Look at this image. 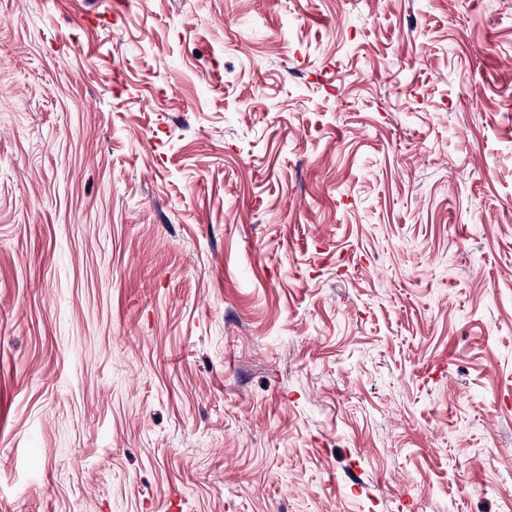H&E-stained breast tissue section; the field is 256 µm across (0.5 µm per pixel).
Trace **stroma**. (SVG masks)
I'll use <instances>...</instances> for the list:
<instances>
[{
    "label": "stroma",
    "instance_id": "obj_1",
    "mask_svg": "<svg viewBox=\"0 0 512 512\" xmlns=\"http://www.w3.org/2000/svg\"><path fill=\"white\" fill-rule=\"evenodd\" d=\"M512 0H0V512H512Z\"/></svg>",
    "mask_w": 512,
    "mask_h": 512
}]
</instances>
